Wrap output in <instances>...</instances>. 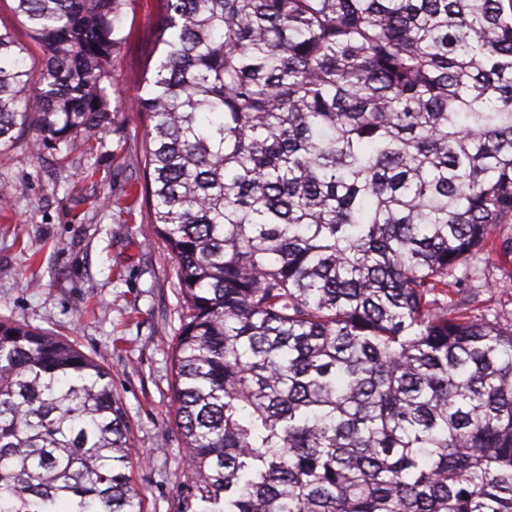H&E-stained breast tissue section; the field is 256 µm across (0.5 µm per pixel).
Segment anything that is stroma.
Instances as JSON below:
<instances>
[{"label": "stroma", "mask_w": 512, "mask_h": 512, "mask_svg": "<svg viewBox=\"0 0 512 512\" xmlns=\"http://www.w3.org/2000/svg\"><path fill=\"white\" fill-rule=\"evenodd\" d=\"M157 0H135L114 84L130 98L153 68ZM147 122L124 108L101 143L75 165L30 134L0 151V320L76 343L112 375L138 461L132 477L147 512H178L184 448L176 429L173 347L183 299L176 266L148 209L115 206L142 180Z\"/></svg>", "instance_id": "1"}]
</instances>
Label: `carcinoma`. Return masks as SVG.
I'll list each match as a JSON object with an SVG mask.
<instances>
[{
    "mask_svg": "<svg viewBox=\"0 0 512 512\" xmlns=\"http://www.w3.org/2000/svg\"><path fill=\"white\" fill-rule=\"evenodd\" d=\"M0 146L115 124L134 0H15ZM139 194L176 265L179 512H512V0H161ZM110 372L0 321V512H144ZM12 0H0V29H10L16 41L28 49L26 63L28 67L37 70L42 65L43 55L31 30L21 22L14 10ZM499 272L497 275L489 276L487 279L474 282L475 286H480L479 289L483 291L482 298L486 299V305L495 310L512 311V288L506 284L499 282Z\"/></svg>",
    "mask_w": 512,
    "mask_h": 512,
    "instance_id": "obj_1",
    "label": "carcinoma"
}]
</instances>
